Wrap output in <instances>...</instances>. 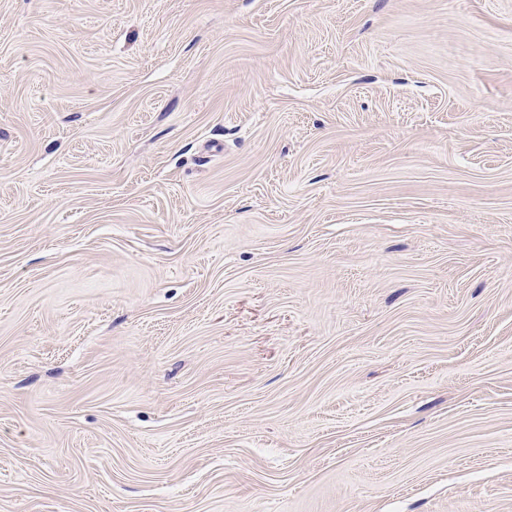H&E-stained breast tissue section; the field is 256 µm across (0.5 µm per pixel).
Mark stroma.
Wrapping results in <instances>:
<instances>
[{
    "instance_id": "1",
    "label": "stroma",
    "mask_w": 512,
    "mask_h": 512,
    "mask_svg": "<svg viewBox=\"0 0 512 512\" xmlns=\"http://www.w3.org/2000/svg\"><path fill=\"white\" fill-rule=\"evenodd\" d=\"M0 512H512V0H0Z\"/></svg>"
}]
</instances>
